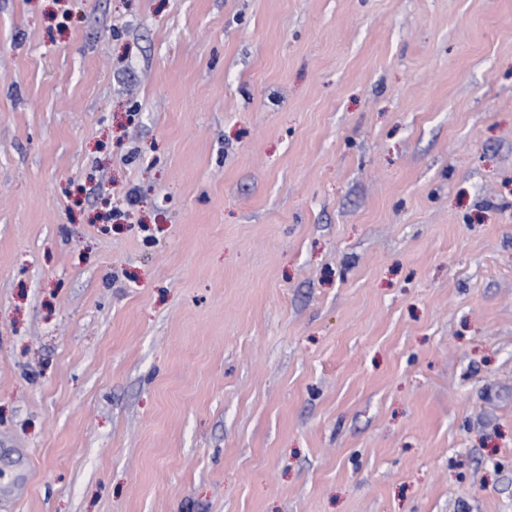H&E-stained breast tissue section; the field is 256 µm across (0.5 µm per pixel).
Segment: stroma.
I'll list each match as a JSON object with an SVG mask.
<instances>
[{"mask_svg": "<svg viewBox=\"0 0 512 512\" xmlns=\"http://www.w3.org/2000/svg\"><path fill=\"white\" fill-rule=\"evenodd\" d=\"M0 512H512V0H0Z\"/></svg>", "mask_w": 512, "mask_h": 512, "instance_id": "35a3bbf8", "label": "stroma"}]
</instances>
